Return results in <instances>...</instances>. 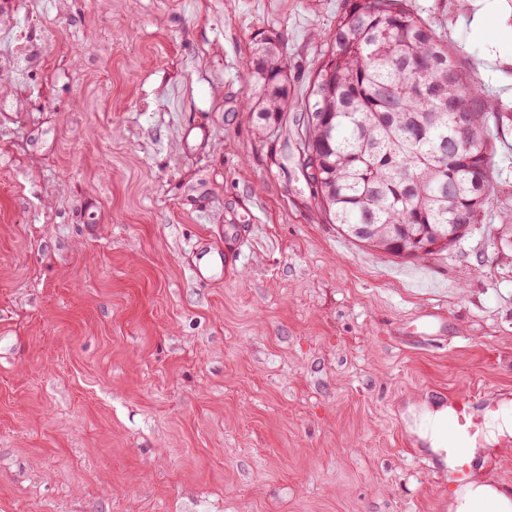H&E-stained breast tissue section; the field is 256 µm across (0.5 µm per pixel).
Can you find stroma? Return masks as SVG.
Wrapping results in <instances>:
<instances>
[{"instance_id":"stroma-1","label":"stroma","mask_w":512,"mask_h":512,"mask_svg":"<svg viewBox=\"0 0 512 512\" xmlns=\"http://www.w3.org/2000/svg\"><path fill=\"white\" fill-rule=\"evenodd\" d=\"M502 121L481 224L396 258L327 222L301 102L345 0H0V512H448L407 409L512 391V32L408 0ZM282 38L279 137L243 107ZM505 61L486 62L489 40ZM247 224L239 274L191 247ZM427 307L448 338L411 330ZM31 61V50L27 34L17 31L15 34L14 54L9 57L0 58V66H7L11 69L26 65Z\"/></svg>"}]
</instances>
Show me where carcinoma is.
<instances>
[{
	"label": "carcinoma",
	"instance_id": "1",
	"mask_svg": "<svg viewBox=\"0 0 512 512\" xmlns=\"http://www.w3.org/2000/svg\"><path fill=\"white\" fill-rule=\"evenodd\" d=\"M323 41L299 138L329 222L385 254L481 223L500 117L458 53L406 0H347ZM279 43L262 35L244 63L262 136L279 135L288 108Z\"/></svg>",
	"mask_w": 512,
	"mask_h": 512
}]
</instances>
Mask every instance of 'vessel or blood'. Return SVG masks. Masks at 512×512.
I'll return each instance as SVG.
<instances>
[{
    "label": "vessel or blood",
    "instance_id": "1",
    "mask_svg": "<svg viewBox=\"0 0 512 512\" xmlns=\"http://www.w3.org/2000/svg\"><path fill=\"white\" fill-rule=\"evenodd\" d=\"M247 233L245 227L234 228L226 244L220 245L210 240L199 243L196 252L207 259L206 264L193 268L194 275L201 280L213 282L218 276L232 278L237 273L240 246ZM444 315L435 308H425L414 326V334L431 340L441 336L444 330ZM497 402L496 394L479 397L459 393L448 398V445L430 455L431 470L448 479L449 488L467 485L475 479V461L470 457L469 443L477 438L481 421L491 412Z\"/></svg>",
    "mask_w": 512,
    "mask_h": 512
}]
</instances>
